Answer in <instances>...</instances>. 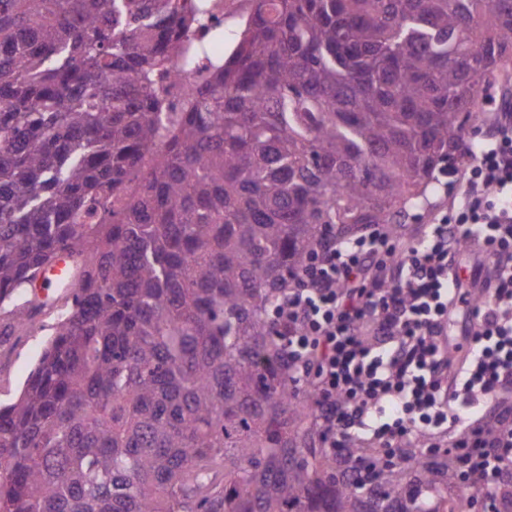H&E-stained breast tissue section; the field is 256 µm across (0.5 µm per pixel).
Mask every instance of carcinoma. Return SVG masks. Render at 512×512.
Returning <instances> with one entry per match:
<instances>
[{
	"label": "carcinoma",
	"mask_w": 512,
	"mask_h": 512,
	"mask_svg": "<svg viewBox=\"0 0 512 512\" xmlns=\"http://www.w3.org/2000/svg\"><path fill=\"white\" fill-rule=\"evenodd\" d=\"M206 4L0 0V336L44 312L43 268L80 270L0 404V512H473L493 449L326 447L269 312L325 225L430 204L512 0H250L170 118ZM195 80L194 74L185 69H175L168 79L166 108L180 112L184 101L185 88Z\"/></svg>",
	"instance_id": "1"
}]
</instances>
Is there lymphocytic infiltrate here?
Instances as JSON below:
<instances>
[{"label": "lymphocytic infiltrate", "instance_id": "lymphocytic-infiltrate-1", "mask_svg": "<svg viewBox=\"0 0 512 512\" xmlns=\"http://www.w3.org/2000/svg\"><path fill=\"white\" fill-rule=\"evenodd\" d=\"M455 217L408 241L375 228L324 244L282 299L278 325L296 374L315 378L328 435L402 450L494 448L498 487L512 464V113L467 154ZM469 252L470 279L457 257ZM472 320L475 357L448 358V320Z\"/></svg>", "mask_w": 512, "mask_h": 512}]
</instances>
